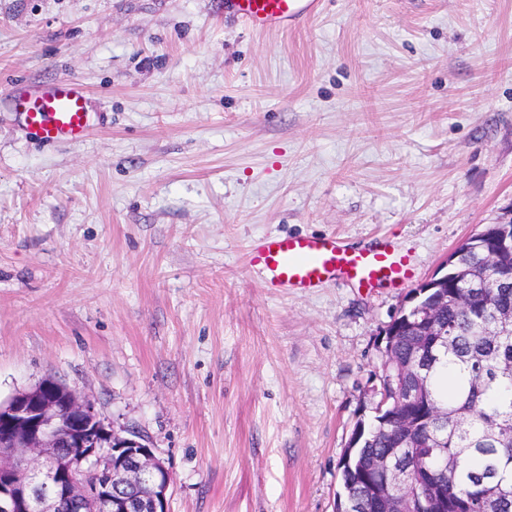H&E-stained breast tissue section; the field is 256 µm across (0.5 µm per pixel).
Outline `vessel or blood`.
I'll use <instances>...</instances> for the list:
<instances>
[{
    "label": "vessel or blood",
    "instance_id": "b4317fda",
    "mask_svg": "<svg viewBox=\"0 0 512 512\" xmlns=\"http://www.w3.org/2000/svg\"><path fill=\"white\" fill-rule=\"evenodd\" d=\"M321 0H224V9L257 31L295 26L319 11ZM24 133L44 144H79L102 121L89 108L84 84L66 82L19 83L8 95ZM249 270L264 288L310 293L329 283L359 288L401 286L414 271L407 254L389 238L351 247L333 234L266 236L249 245Z\"/></svg>",
    "mask_w": 512,
    "mask_h": 512
}]
</instances>
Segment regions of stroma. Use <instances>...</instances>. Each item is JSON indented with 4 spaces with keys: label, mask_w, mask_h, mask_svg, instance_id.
Wrapping results in <instances>:
<instances>
[{
    "label": "stroma",
    "mask_w": 512,
    "mask_h": 512,
    "mask_svg": "<svg viewBox=\"0 0 512 512\" xmlns=\"http://www.w3.org/2000/svg\"><path fill=\"white\" fill-rule=\"evenodd\" d=\"M104 120L32 143L16 81ZM512 208V0H0V401L44 379L147 436L170 512H334L410 288L272 294L251 241L385 235L415 283ZM321 0H225L224 11L257 31L295 26L319 12Z\"/></svg>",
    "instance_id": "35a3bbf8"
}]
</instances>
